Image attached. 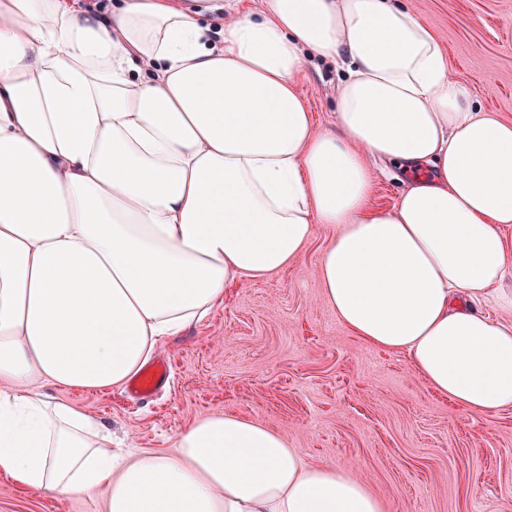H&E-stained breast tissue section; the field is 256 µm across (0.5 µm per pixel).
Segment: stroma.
<instances>
[{"instance_id": "35a3bbf8", "label": "stroma", "mask_w": 512, "mask_h": 512, "mask_svg": "<svg viewBox=\"0 0 512 512\" xmlns=\"http://www.w3.org/2000/svg\"><path fill=\"white\" fill-rule=\"evenodd\" d=\"M438 32L452 79L512 121V0H403ZM300 89L319 131L336 128L334 64L305 63ZM330 231L304 255L224 291L204 321L155 354L171 376L145 401L123 388L45 387L96 415L113 449H163L193 419L227 412L286 437L317 463L347 467L385 512H512V409L469 413L437 396L405 355L362 343L321 297ZM0 512H106L89 496H44L0 472Z\"/></svg>"}]
</instances>
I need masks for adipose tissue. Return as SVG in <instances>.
Segmentation results:
<instances>
[{
    "label": "adipose tissue",
    "mask_w": 512,
    "mask_h": 512,
    "mask_svg": "<svg viewBox=\"0 0 512 512\" xmlns=\"http://www.w3.org/2000/svg\"><path fill=\"white\" fill-rule=\"evenodd\" d=\"M111 12L0 0V471L107 512H384L252 419L213 413L117 456L93 414L42 388L124 385L322 224L323 297L357 338L467 412L511 409L512 324L476 306L512 268V123L473 108L398 0ZM311 57L344 72L333 132L299 90ZM375 159L403 175L388 210L370 203Z\"/></svg>",
    "instance_id": "1"
}]
</instances>
